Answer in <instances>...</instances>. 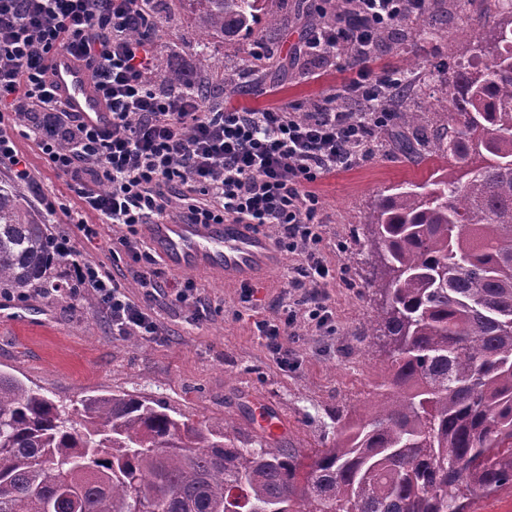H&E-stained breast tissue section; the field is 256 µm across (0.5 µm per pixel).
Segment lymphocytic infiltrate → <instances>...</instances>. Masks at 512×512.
Here are the masks:
<instances>
[{"label":"lymphocytic infiltrate","mask_w":512,"mask_h":512,"mask_svg":"<svg viewBox=\"0 0 512 512\" xmlns=\"http://www.w3.org/2000/svg\"><path fill=\"white\" fill-rule=\"evenodd\" d=\"M348 3L352 24L325 22L309 30L303 46L316 59L342 45L357 58L361 77L343 89L367 102L356 114L326 103L306 112L214 109L192 92L170 91L152 77L154 34L146 22L153 0H0V163L8 164L15 182L33 184L28 163L3 130L21 127L78 197L80 208L70 215L78 232L90 242L99 237L97 225L84 219L88 213L124 227L121 249L140 267V299L127 295L104 264L82 260L72 261L62 294L93 295L113 335L160 336L147 311L157 296L201 301L192 282L160 279L141 237L144 225L164 220L175 206L180 220L194 224L274 228L276 247L303 254L291 281L301 310L281 300L274 317L255 323L277 363H288L284 339L297 318L327 327L323 286L334 270L319 248L317 200L309 186L369 153L375 129L388 119L373 109L384 85L367 66L376 34L407 12L424 13L427 0ZM63 50L88 65L110 110L107 128L86 125L55 100L49 62Z\"/></svg>","instance_id":"f902f5d3"}]
</instances>
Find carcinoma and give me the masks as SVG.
I'll list each match as a JSON object with an SVG mask.
<instances>
[{
	"instance_id": "obj_1",
	"label": "carcinoma",
	"mask_w": 512,
	"mask_h": 512,
	"mask_svg": "<svg viewBox=\"0 0 512 512\" xmlns=\"http://www.w3.org/2000/svg\"><path fill=\"white\" fill-rule=\"evenodd\" d=\"M198 30L226 41L273 29L269 0H180ZM320 0L310 26L343 16ZM495 25L462 29L465 60L442 97L419 87L394 113L396 148L416 163L452 159L423 184L372 206L368 328L387 374L365 413L336 411V440L310 462L288 441L240 448L228 427L192 422L127 392L82 400L79 420L0 371V512H468L512 488V0ZM199 76L169 70L170 90L242 93L239 73L195 43ZM47 225L0 186V288H57Z\"/></svg>"
}]
</instances>
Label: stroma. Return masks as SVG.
I'll return each mask as SVG.
<instances>
[{"instance_id": "35a3bbf8", "label": "stroma", "mask_w": 512, "mask_h": 512, "mask_svg": "<svg viewBox=\"0 0 512 512\" xmlns=\"http://www.w3.org/2000/svg\"><path fill=\"white\" fill-rule=\"evenodd\" d=\"M320 0H278L280 27L263 31L261 45L267 67L288 61L287 79L277 81L256 74L244 95L229 98L240 109L262 110L285 105L296 110L340 94L353 71L347 58L335 56L319 62L299 54L309 26L308 6ZM154 37L157 72L195 68L187 41L195 36L194 16L179 0H157ZM474 33L492 23L482 0H474L467 18L449 12L442 34L433 39H404L402 45L382 43L370 60L378 73L412 71L428 82V96L437 95L442 72L452 65L448 35L460 23ZM36 180L22 186L25 211L47 224L52 239L69 238L73 255L89 261L107 259L112 243L122 237L120 226L103 223L101 235L87 243L64 213L47 215L39 205V191H47L67 206L77 200L64 179L48 167L35 143L16 137ZM431 166H415L381 150L361 157L350 168L329 174L312 186L324 219L320 232L322 254L336 267V277L324 288L333 318L331 331L298 323L284 340L287 366H279L259 339L253 311L279 299H298L288 282L302 263L300 253L281 252L279 266L254 281V301H245L239 284L225 281L213 270L180 271L160 261L164 281L192 280L204 297L203 310L185 307L162 297L148 312L160 325L158 339L116 338L92 296L74 300L36 289L18 296L0 293V370L12 372L53 400L71 405L90 395L116 391L164 404L192 420L238 427V440L250 447L252 436L243 426L251 414L248 396L264 398L288 420V440L303 453L332 445L336 438V412H360L376 398L388 357L367 327L377 316L380 298L367 288L378 257L363 248L370 208L375 199L402 182L425 183Z\"/></svg>"}]
</instances>
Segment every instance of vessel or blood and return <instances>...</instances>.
<instances>
[{
    "label": "vessel or blood",
    "instance_id": "obj_1",
    "mask_svg": "<svg viewBox=\"0 0 512 512\" xmlns=\"http://www.w3.org/2000/svg\"><path fill=\"white\" fill-rule=\"evenodd\" d=\"M49 81L68 111L92 127L108 123V108L82 63L68 53L50 62ZM155 250L173 268L220 270L225 280L243 283L267 274L278 262L270 239L249 224H191L164 221L148 227Z\"/></svg>",
    "mask_w": 512,
    "mask_h": 512
}]
</instances>
